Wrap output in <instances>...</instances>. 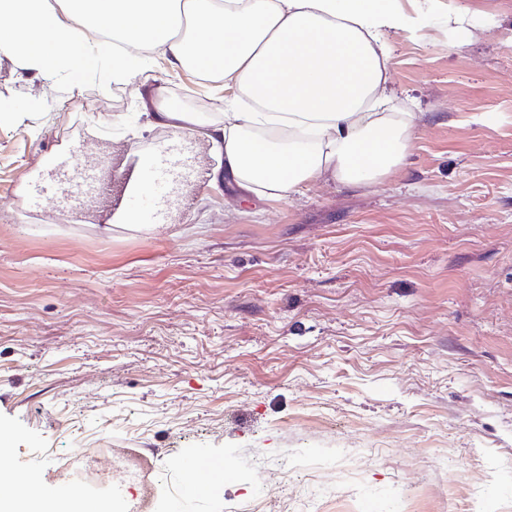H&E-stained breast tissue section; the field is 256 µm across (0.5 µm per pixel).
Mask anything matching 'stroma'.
I'll list each match as a JSON object with an SVG mask.
<instances>
[{"instance_id": "stroma-1", "label": "stroma", "mask_w": 512, "mask_h": 512, "mask_svg": "<svg viewBox=\"0 0 512 512\" xmlns=\"http://www.w3.org/2000/svg\"><path fill=\"white\" fill-rule=\"evenodd\" d=\"M401 5L403 166L287 198L210 185L228 95L161 55L108 87L0 60V470L142 512H512V0ZM155 90L194 132L151 124ZM178 145L181 182L58 223L57 166ZM200 451L233 476L189 500Z\"/></svg>"}]
</instances>
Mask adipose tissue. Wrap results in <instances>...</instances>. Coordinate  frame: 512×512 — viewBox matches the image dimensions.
I'll return each instance as SVG.
<instances>
[{"label":"adipose tissue","instance_id":"obj_1","mask_svg":"<svg viewBox=\"0 0 512 512\" xmlns=\"http://www.w3.org/2000/svg\"><path fill=\"white\" fill-rule=\"evenodd\" d=\"M0 0V55L50 81L80 73L109 83L149 54L235 87L223 124L224 177L287 197L327 179L371 184L399 169L415 115L386 92V33L424 24L398 0ZM37 474L0 471V512H56L20 498Z\"/></svg>","mask_w":512,"mask_h":512}]
</instances>
